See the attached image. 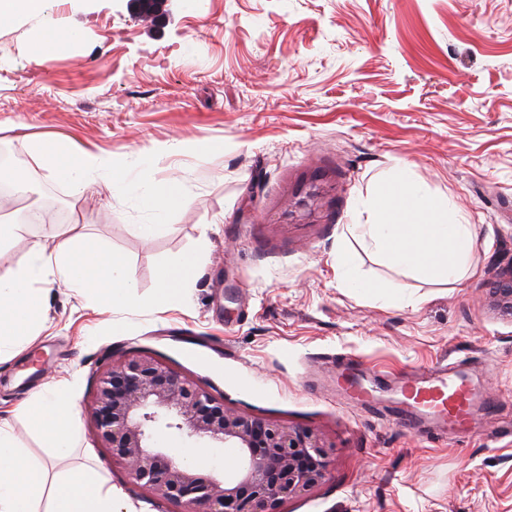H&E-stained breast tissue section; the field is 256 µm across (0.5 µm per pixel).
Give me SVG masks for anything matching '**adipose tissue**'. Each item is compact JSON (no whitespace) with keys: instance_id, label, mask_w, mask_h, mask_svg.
<instances>
[{"instance_id":"1","label":"adipose tissue","mask_w":512,"mask_h":512,"mask_svg":"<svg viewBox=\"0 0 512 512\" xmlns=\"http://www.w3.org/2000/svg\"><path fill=\"white\" fill-rule=\"evenodd\" d=\"M48 0H0V29L20 18L40 17L41 25L32 53L41 59L60 47L78 46L83 33L64 26L47 10ZM38 166L49 175L70 184L80 195L103 171L116 194L136 196L141 205L161 215L175 205L191 202L180 179L165 183L139 182L127 167L115 165L111 155L78 146L69 139L44 135L32 147ZM199 257L185 254L162 266L157 273L153 304L181 298L193 282ZM78 289L91 297L100 310H133L141 302L134 274L126 257L91 243L76 225H69L57 241L53 254L33 248L27 263L14 274L0 276V357L20 354L30 336L44 323L47 284L53 282ZM42 437L45 447L66 455L74 445L78 408L66 391L46 386L33 401L19 410ZM0 512H117L111 487L94 469L51 472L46 464L20 448L8 423L0 422Z\"/></svg>"}]
</instances>
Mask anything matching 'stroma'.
I'll return each instance as SVG.
<instances>
[{
	"instance_id": "35a3bbf8",
	"label": "stroma",
	"mask_w": 512,
	"mask_h": 512,
	"mask_svg": "<svg viewBox=\"0 0 512 512\" xmlns=\"http://www.w3.org/2000/svg\"><path fill=\"white\" fill-rule=\"evenodd\" d=\"M48 9L83 31L81 46L36 61L39 18L0 31V146L25 155L28 183L0 221L31 206L46 218L0 246V275L33 245L53 253L51 229L67 224L123 253L145 300L162 265L204 259L187 298L162 308L103 312L49 285L44 329L0 362V419L19 444L51 458L14 411L42 386L66 385L76 445L56 469L99 470L120 512H177L113 463L86 414L109 359L138 350L226 405L328 440L325 481L281 512H512V317L490 295L496 268L512 262V0H168L162 24L125 0ZM48 133L118 165L170 147L138 172L180 177L192 202L142 235L153 217L133 196L102 184L77 196L38 167L30 142ZM200 141L224 150L198 156ZM403 166L473 225V273L425 281L357 244V270L405 300L354 295L336 283V245ZM319 187L314 213L294 210ZM340 353L367 375L463 362L498 410L468 435L425 437L395 420L393 395L367 406L337 392ZM36 359L46 376L23 382Z\"/></svg>"
}]
</instances>
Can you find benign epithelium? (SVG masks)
<instances>
[{"mask_svg": "<svg viewBox=\"0 0 512 512\" xmlns=\"http://www.w3.org/2000/svg\"><path fill=\"white\" fill-rule=\"evenodd\" d=\"M495 305L512 315V263L501 269ZM88 415L102 447L155 502L182 512H277L327 475L330 445L319 433L241 413L206 387L154 357L132 352L98 377ZM158 427L239 450V462L219 479L166 454Z\"/></svg>", "mask_w": 512, "mask_h": 512, "instance_id": "obj_1", "label": "benign epithelium"}]
</instances>
